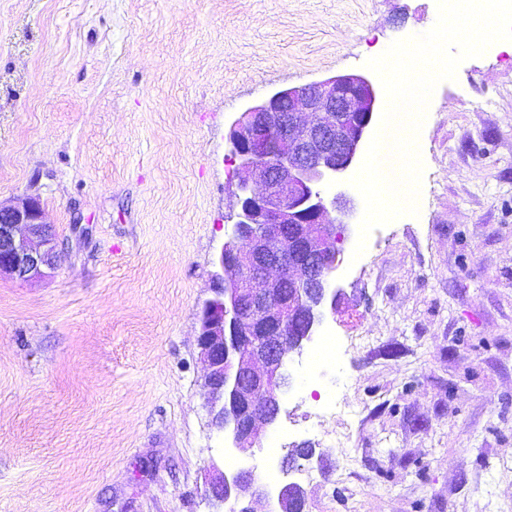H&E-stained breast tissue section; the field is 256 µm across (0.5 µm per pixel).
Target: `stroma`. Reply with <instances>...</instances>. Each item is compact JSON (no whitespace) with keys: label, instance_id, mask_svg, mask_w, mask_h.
Returning a JSON list of instances; mask_svg holds the SVG:
<instances>
[{"label":"stroma","instance_id":"35a3bbf8","mask_svg":"<svg viewBox=\"0 0 512 512\" xmlns=\"http://www.w3.org/2000/svg\"><path fill=\"white\" fill-rule=\"evenodd\" d=\"M438 0H0V203L39 195L52 278L0 280V512H206L197 312L232 230L227 143L270 94L429 31ZM418 212L330 281L335 361L293 362L279 473L306 512H512V55L431 96Z\"/></svg>","mask_w":512,"mask_h":512}]
</instances>
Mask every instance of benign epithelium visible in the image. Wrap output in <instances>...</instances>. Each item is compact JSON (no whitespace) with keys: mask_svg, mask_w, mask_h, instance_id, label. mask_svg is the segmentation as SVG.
Returning a JSON list of instances; mask_svg holds the SVG:
<instances>
[{"mask_svg":"<svg viewBox=\"0 0 512 512\" xmlns=\"http://www.w3.org/2000/svg\"><path fill=\"white\" fill-rule=\"evenodd\" d=\"M379 93L361 74L338 75L280 90L242 113L228 137L236 163L238 210L214 260L212 297L198 313L197 345L206 369L211 428L246 457L261 447L282 411L288 354H302L328 314L336 312L330 278L341 263L337 244L351 208L322 187L351 167ZM58 242L37 196L0 205V278L32 281L57 269ZM290 282L292 288L283 290ZM309 311L305 335L289 340L296 312ZM209 512L246 508L268 496L255 468L228 473L213 462L205 474Z\"/></svg>","mask_w":512,"mask_h":512,"instance_id":"obj_1","label":"benign epithelium"}]
</instances>
